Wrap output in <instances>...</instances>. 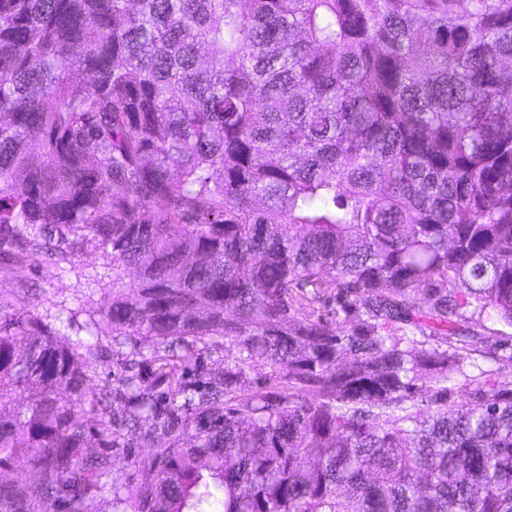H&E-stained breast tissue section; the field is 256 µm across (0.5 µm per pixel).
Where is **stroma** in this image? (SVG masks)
Returning a JSON list of instances; mask_svg holds the SVG:
<instances>
[{
    "label": "stroma",
    "mask_w": 512,
    "mask_h": 512,
    "mask_svg": "<svg viewBox=\"0 0 512 512\" xmlns=\"http://www.w3.org/2000/svg\"><path fill=\"white\" fill-rule=\"evenodd\" d=\"M108 262L98 241L86 239L74 264L60 271L43 258L25 264L0 260V300L8 302L10 311L20 315L38 311L44 323L61 341L92 346L96 356L89 371L95 388L117 385L126 368H133L141 380L151 381L155 366L150 357L153 347L138 336H90L88 324L97 311L112 300V282L91 288L89 276L103 271ZM88 453H109L111 480L126 486L148 482L152 478L139 459L138 448L104 449L96 428H89L86 439Z\"/></svg>",
    "instance_id": "1"
}]
</instances>
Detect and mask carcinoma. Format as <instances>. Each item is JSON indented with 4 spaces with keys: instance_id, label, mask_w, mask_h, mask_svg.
<instances>
[{
    "instance_id": "1",
    "label": "carcinoma",
    "mask_w": 512,
    "mask_h": 512,
    "mask_svg": "<svg viewBox=\"0 0 512 512\" xmlns=\"http://www.w3.org/2000/svg\"><path fill=\"white\" fill-rule=\"evenodd\" d=\"M0 115V254L94 237L166 352L96 392L4 320L0 512H89L88 421L116 512H512V0H0ZM86 448L88 454L108 453L111 458L109 475L103 481L107 483L101 492L93 494L90 512H114L112 506V480L125 486H135L152 479L153 474L139 464L141 455L146 448H103L99 441L97 429L90 426L87 429Z\"/></svg>"
}]
</instances>
